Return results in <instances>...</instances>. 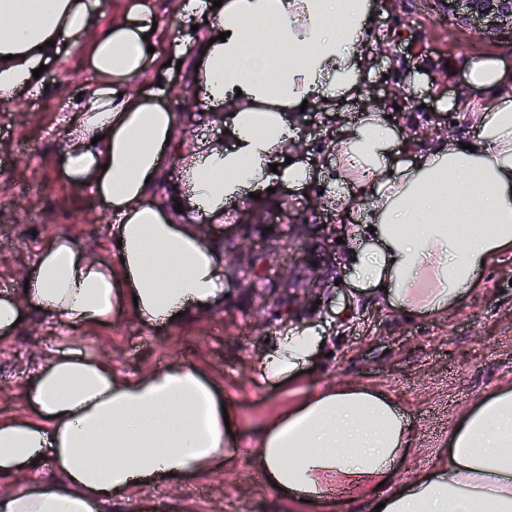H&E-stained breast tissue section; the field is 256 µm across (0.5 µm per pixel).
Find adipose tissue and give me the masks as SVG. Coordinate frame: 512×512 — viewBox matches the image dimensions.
<instances>
[{
    "label": "adipose tissue",
    "instance_id": "1",
    "mask_svg": "<svg viewBox=\"0 0 512 512\" xmlns=\"http://www.w3.org/2000/svg\"><path fill=\"white\" fill-rule=\"evenodd\" d=\"M183 30L202 33L188 50L200 66L196 111L223 120L227 141L180 133L163 96L167 72L148 53L144 12L99 25L90 0H0V103L26 97L34 69L59 41L85 43L97 79L74 101L59 167L76 188L92 186L118 221L111 257L90 258L67 234L52 238L29 270L27 292L0 298V330L35 309L88 326L123 310L148 323L179 325L224 300V252L194 228L223 224L228 206L270 181L309 184L313 171L288 160L290 122L302 103L331 111L360 92L371 0H179ZM226 41H219V33ZM148 77L157 89L132 96ZM468 79L493 92L473 104L470 148L442 138L399 160L401 127L375 108L333 144L325 206L362 203L348 264L356 292L409 316L463 306L491 263L512 248V68L493 55L468 63ZM173 175L172 202L150 201ZM324 338L308 327L284 333L259 360L262 383L298 379ZM34 414L0 419V473L31 466L51 449L62 478L0 494V512H100L136 483L162 485L238 455L237 418H224L214 383L174 362L136 379L80 354L56 358L25 393ZM414 444L406 414L384 391L314 386L257 432L255 465L291 512H329L331 489L381 512H512V387L480 396L448 435L438 463L405 477Z\"/></svg>",
    "mask_w": 512,
    "mask_h": 512
}]
</instances>
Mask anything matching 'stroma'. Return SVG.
Returning a JSON list of instances; mask_svg holds the SVG:
<instances>
[{
  "label": "stroma",
  "mask_w": 512,
  "mask_h": 512,
  "mask_svg": "<svg viewBox=\"0 0 512 512\" xmlns=\"http://www.w3.org/2000/svg\"><path fill=\"white\" fill-rule=\"evenodd\" d=\"M99 3L103 23L120 8L157 15L153 45L170 77L165 101L175 107L191 98L194 59L171 46L178 32L172 0ZM373 7L377 37L362 58L371 79L358 95L337 100L335 118L324 119L318 111L299 117L296 140L303 157L318 156L325 139H336L347 121L378 103L408 114V131L419 142L473 136V128L458 117L467 103L484 96L467 82L469 58L494 54L512 63V36H488L441 19L437 0H373ZM95 79L86 49L66 42L43 73L44 88L20 102L0 104V296L18 293L39 252L56 234L77 237L91 258L109 255L114 216L92 187H71L55 164L71 120L65 102ZM444 97L455 102V110L442 109ZM306 220L335 225L340 241L332 249L336 281L327 282L317 304L297 320L316 327L327 340L298 381L255 382L254 366L282 324L268 319L259 300L242 298L228 274L223 305L195 313L177 327L149 325L126 313L86 327L31 312L20 327L0 336V417L31 415L26 388L49 359L75 351L107 362L127 379L173 362L206 371L220 396L231 400L244 429L234 465L218 459L204 474L138 486L124 499L108 502L103 512H289L252 462L254 435L294 400L296 390L311 384L386 391L414 427L406 474L428 469L478 396L512 386V250L491 262L463 306L439 316L409 318L351 288L350 225L330 209L307 214Z\"/></svg>",
  "instance_id": "obj_1"
}]
</instances>
